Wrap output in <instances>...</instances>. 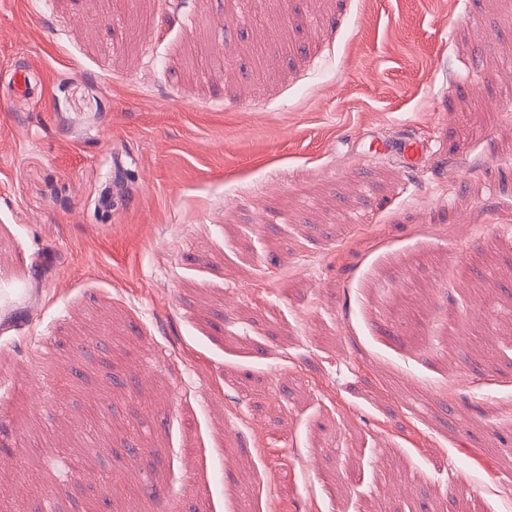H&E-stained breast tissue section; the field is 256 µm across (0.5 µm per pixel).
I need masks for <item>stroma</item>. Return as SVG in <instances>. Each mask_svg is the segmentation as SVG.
<instances>
[{
	"label": "stroma",
	"mask_w": 512,
	"mask_h": 512,
	"mask_svg": "<svg viewBox=\"0 0 512 512\" xmlns=\"http://www.w3.org/2000/svg\"><path fill=\"white\" fill-rule=\"evenodd\" d=\"M17 56L0 512H512V0H0ZM32 70V67L27 62L20 61L8 70L1 71L2 81L6 78L7 84L11 85L10 95L14 100L31 96L30 74Z\"/></svg>",
	"instance_id": "35a3bbf8"
}]
</instances>
